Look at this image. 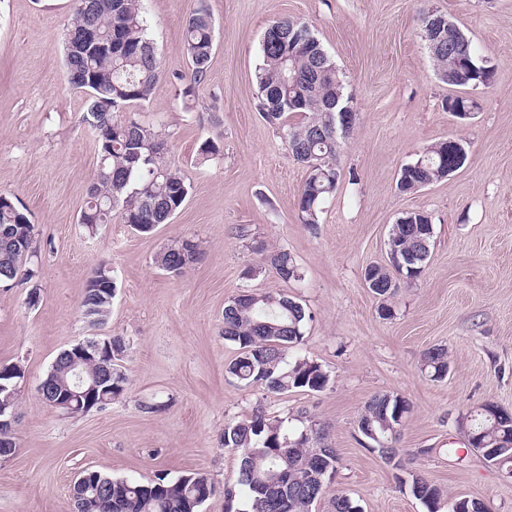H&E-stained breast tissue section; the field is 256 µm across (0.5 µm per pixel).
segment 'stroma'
I'll return each instance as SVG.
<instances>
[{
  "label": "stroma",
  "mask_w": 512,
  "mask_h": 512,
  "mask_svg": "<svg viewBox=\"0 0 512 512\" xmlns=\"http://www.w3.org/2000/svg\"><path fill=\"white\" fill-rule=\"evenodd\" d=\"M206 5L215 45L206 78L191 96L183 30ZM163 76L138 110L170 146L190 185L170 223L139 234L120 218L88 235L78 219L97 171L96 137L82 123V95L68 82L62 40L73 0H0V192L22 205L36 229L39 269L31 280L0 284V365L25 369L15 425L17 449L0 461V512H75L71 488L98 471L139 481L203 472L217 487L200 512H225L222 487L239 455L225 449V425L302 414L324 427L340 463L313 512H331L343 493L362 512H426L411 492L422 476L445 495L487 512H512V476L469 448V413L491 401L512 412V0H144ZM447 15L494 71L468 88L477 103L466 120L443 102L421 36L418 12ZM288 16L310 25L335 62L359 114L339 142L342 178L308 229L298 219L305 168L258 112L255 73L266 27ZM448 138L467 143V160L447 179L411 193L397 189L403 165ZM220 147L200 160L205 140ZM426 213L434 244L420 278L390 302L366 287V267L385 263L392 224ZM191 238L203 248L184 273L160 269L156 255ZM288 250L301 280L283 282L259 264L260 243ZM112 268L117 291L107 322L91 325L80 302L89 272ZM279 292L312 319L296 354L331 375L320 392L269 396L226 368L224 307L241 291ZM393 310L380 314L382 304ZM121 337L122 399L83 415L41 400L38 387L61 351ZM431 347L448 352L450 372L421 369ZM408 399L398 428L397 470L358 431L368 399ZM154 411H146V404Z\"/></svg>",
  "instance_id": "35a3bbf8"
}]
</instances>
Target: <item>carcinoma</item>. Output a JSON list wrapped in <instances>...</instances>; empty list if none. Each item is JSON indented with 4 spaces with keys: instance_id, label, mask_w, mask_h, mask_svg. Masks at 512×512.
Segmentation results:
<instances>
[{
    "instance_id": "obj_1",
    "label": "carcinoma",
    "mask_w": 512,
    "mask_h": 512,
    "mask_svg": "<svg viewBox=\"0 0 512 512\" xmlns=\"http://www.w3.org/2000/svg\"><path fill=\"white\" fill-rule=\"evenodd\" d=\"M89 8L74 9L73 19L63 38L64 63L72 86L84 98L82 121L97 136L99 168L88 194L79 224L89 236L96 235L101 224L121 221L138 228L141 234L154 232L167 224L183 206L189 185L180 171L171 165L168 149L158 131L140 122L133 108L148 101L160 80L163 69L154 44L148 37L142 0H87ZM304 24L288 17L274 20L265 30L262 64L256 71L258 110L271 126L281 133L286 149L307 168V177L298 200L300 222L310 229L320 221L322 204L336 191L340 178L336 168V130L328 104L336 99L348 100L338 70L319 39L305 32L310 40L301 39L297 30ZM94 30L97 44L83 42L84 32ZM184 45L190 65V86L206 76L214 50V27L205 6L188 19ZM438 74L453 87L466 88L490 81L491 67L479 61L470 39L447 37L432 55ZM294 114L307 120L292 123ZM415 168L406 178L398 179L402 193L418 189L422 182H437L448 165V143L441 140L413 162ZM397 245L403 252L419 249L414 231L405 224L392 226ZM34 225L17 202L0 193V283L19 277L35 276L38 265L33 261ZM262 264L247 271L257 276L271 268L284 282L301 279L299 267L288 250L281 247L260 248ZM200 254V245L184 239L164 248L156 263L167 272L180 274ZM103 277H113L105 266L94 269L87 278L81 299L82 313L107 317L112 303L106 292L96 286ZM312 315L302 304L284 293L256 292L242 300L231 299L224 306V339L238 346L237 357L227 372L246 386L262 389L270 395H284L294 389L320 392L330 383L322 365L305 357L288 360L290 349L303 342L304 329ZM117 356L110 364L112 378L104 381L100 391L107 406L123 397L126 377L116 368L125 352V343L112 338ZM423 366L430 377L441 380L448 375V355L443 348L423 353ZM73 371L64 354L43 379L41 398L53 405L54 391L72 382ZM385 393L373 395L359 420L369 424L384 442L393 443L398 426L393 412L399 402ZM403 411L411 404L402 401ZM473 433L495 453L492 461L499 467L512 468V424L490 419L477 411ZM292 425V417L269 416L258 407L250 419L227 425L223 445L240 452L237 477L224 483V499L233 504L244 490L247 509L243 512H312V506L325 492L326 482L318 481L324 469L336 470L340 458L336 449L318 456L310 441ZM197 481L165 476L142 483L94 471L82 485L87 500L112 491V507L98 506L94 512H199L205 502L200 487L216 493L214 482L204 473ZM417 499L427 512H439L443 491L432 482L417 477Z\"/></svg>"
}]
</instances>
